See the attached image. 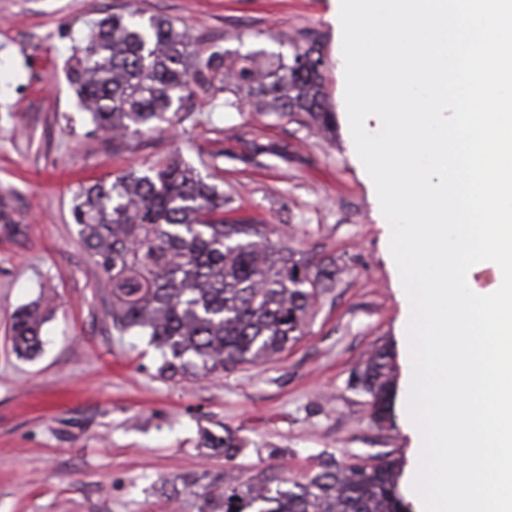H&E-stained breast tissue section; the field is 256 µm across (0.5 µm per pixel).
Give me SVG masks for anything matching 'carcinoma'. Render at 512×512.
Instances as JSON below:
<instances>
[{"mask_svg": "<svg viewBox=\"0 0 512 512\" xmlns=\"http://www.w3.org/2000/svg\"><path fill=\"white\" fill-rule=\"evenodd\" d=\"M290 61L263 50L245 55L214 50L191 60L184 35L161 17L114 13L96 22L68 79L94 126L118 139L150 132L169 115L193 112L194 78L203 93L224 94V111H238L239 92L255 105L309 130L334 128L323 87L324 60L316 41L301 35ZM79 235L112 283V328L149 337L160 352L161 376L222 372L266 362L302 335L336 268L310 263L272 243L264 225L229 217L224 193L175 153L150 172L127 171L110 182L82 186L72 209ZM38 307L15 312L12 343L40 350ZM373 417L387 421L395 367L384 347L351 376ZM231 460L241 448L229 432L217 441ZM400 463L327 461L303 482L273 484L263 471L247 482L202 495L200 512H410L400 490Z\"/></svg>", "mask_w": 512, "mask_h": 512, "instance_id": "cac0c4a2", "label": "carcinoma"}]
</instances>
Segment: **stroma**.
I'll return each mask as SVG.
<instances>
[{"instance_id": "stroma-1", "label": "stroma", "mask_w": 512, "mask_h": 512, "mask_svg": "<svg viewBox=\"0 0 512 512\" xmlns=\"http://www.w3.org/2000/svg\"><path fill=\"white\" fill-rule=\"evenodd\" d=\"M137 10L170 20L187 50L291 56L316 38L333 134L251 105L227 112L196 92L174 125L111 134L81 112L66 71L91 24ZM344 64L330 0H0V512H198L214 479L236 486L263 471L304 480L328 459H399L402 495L423 512L407 401L408 305L386 252L387 227L351 147ZM219 185L233 215L340 273L303 336L274 361L208 377L167 379L147 337L116 335L111 285L71 207L79 185L146 171L172 152ZM54 300L47 342L14 352L12 317ZM393 354L391 416L377 423L353 371L379 347ZM231 432L233 460L206 448Z\"/></svg>"}]
</instances>
